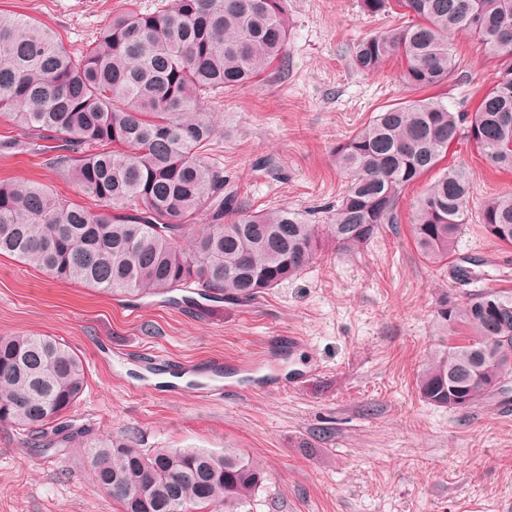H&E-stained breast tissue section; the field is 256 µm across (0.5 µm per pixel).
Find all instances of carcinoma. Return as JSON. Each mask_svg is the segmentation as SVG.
I'll return each mask as SVG.
<instances>
[{"mask_svg":"<svg viewBox=\"0 0 512 512\" xmlns=\"http://www.w3.org/2000/svg\"><path fill=\"white\" fill-rule=\"evenodd\" d=\"M381 15L397 6L416 18L356 43L368 73L396 57L410 91L449 83V42L466 32L501 62L473 112L437 97L406 99L336 143L348 184L326 223L286 206L254 212L206 156L221 133L203 100L288 72L283 0H172L150 14L112 18L80 55L25 14H0V110L36 139L50 165L94 199L93 211L29 181L0 182V254L100 293L140 297L189 283L205 299L248 302L297 278L325 245L351 253L384 224L398 223L405 189L437 168L454 142L471 141L493 167L512 171V0H359ZM470 175L448 166L417 198L411 232L431 264L445 265L469 221ZM208 223L197 224L200 214ZM480 223L512 246V195L488 197ZM459 287L439 294L438 343L420 362L421 398L461 412L512 377V291ZM87 386L83 362L46 335L0 336V423L48 452L78 433L64 415ZM95 485L120 512H253L264 482L238 448H153L129 438L84 449Z\"/></svg>","mask_w":512,"mask_h":512,"instance_id":"cac0c4a2","label":"carcinoma"}]
</instances>
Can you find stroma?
<instances>
[{
  "mask_svg": "<svg viewBox=\"0 0 512 512\" xmlns=\"http://www.w3.org/2000/svg\"><path fill=\"white\" fill-rule=\"evenodd\" d=\"M170 2L0 0V11L34 18L79 53L113 17ZM286 5L287 77L225 90L202 109L227 120L209 154L251 209L312 213L346 186L332 161L336 143L409 95L400 61L364 73L352 44L412 17L397 9L381 21L358 0ZM451 42L459 73L432 93L470 112L499 63L465 34ZM446 162L465 166L473 186L459 256L478 262L479 286L512 289V247L478 218L484 198L512 193V173L493 169L465 139ZM19 179L78 198L40 151L0 150V181ZM426 186L410 184L397 224L356 254L326 248L297 279L248 303L105 294L0 255V336L63 340L88 374L67 415L83 433L59 451L37 453L0 423V512H118L94 486L82 445L123 435L143 449H243L266 475L254 512H512V393L461 414L426 403L415 387L435 299L455 286L450 268L425 262L411 238L412 203ZM148 352L159 362L145 361ZM266 354L276 362L259 389L240 366ZM215 357L224 361L221 393L205 401L193 389ZM167 374L174 383H162Z\"/></svg>",
  "mask_w": 512,
  "mask_h": 512,
  "instance_id": "obj_1",
  "label": "stroma"
}]
</instances>
